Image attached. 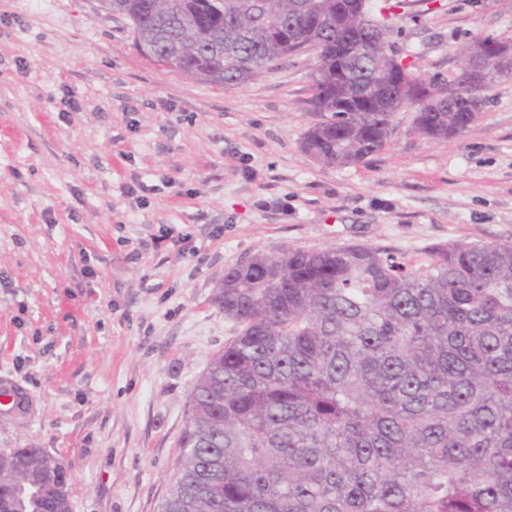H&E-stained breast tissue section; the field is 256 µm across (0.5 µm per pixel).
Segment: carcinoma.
Wrapping results in <instances>:
<instances>
[{"instance_id":"cac0c4a2","label":"carcinoma","mask_w":512,"mask_h":512,"mask_svg":"<svg viewBox=\"0 0 512 512\" xmlns=\"http://www.w3.org/2000/svg\"><path fill=\"white\" fill-rule=\"evenodd\" d=\"M387 42L368 0H110L142 53L209 85H235L314 50L302 140L356 164L413 108L433 142L478 118L402 101L372 80L393 62L350 57L336 84L338 6ZM215 303L237 334L190 394L182 455L160 512H512V244L454 241L415 270L358 245L257 253L224 271ZM69 474L41 448L0 455V512H70Z\"/></svg>"}]
</instances>
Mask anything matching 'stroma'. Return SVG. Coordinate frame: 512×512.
Listing matches in <instances>:
<instances>
[{
	"mask_svg": "<svg viewBox=\"0 0 512 512\" xmlns=\"http://www.w3.org/2000/svg\"><path fill=\"white\" fill-rule=\"evenodd\" d=\"M390 29L444 84L476 38L512 40V0H401ZM316 65L201 84L95 0H0V376L28 395L0 405V450L62 461L71 512H159L190 392L234 334L214 301L225 269L341 245L417 268L437 244L512 243V78L451 140L421 137L405 108L380 152L327 165L301 147ZM163 225L197 256L154 245Z\"/></svg>",
	"mask_w": 512,
	"mask_h": 512,
	"instance_id": "35a3bbf8",
	"label": "stroma"
}]
</instances>
